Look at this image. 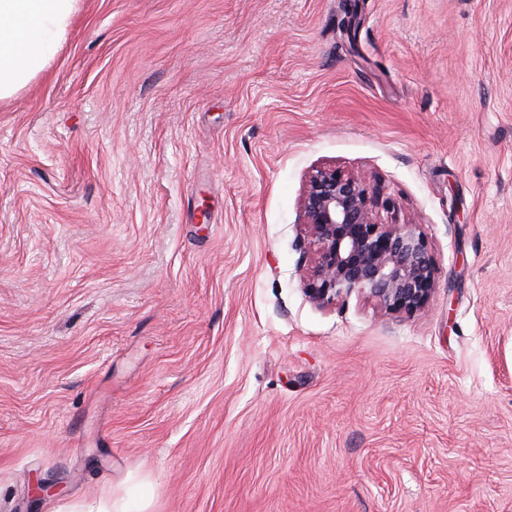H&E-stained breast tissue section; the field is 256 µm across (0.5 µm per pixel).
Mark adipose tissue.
Returning a JSON list of instances; mask_svg holds the SVG:
<instances>
[{
	"label": "adipose tissue",
	"mask_w": 512,
	"mask_h": 512,
	"mask_svg": "<svg viewBox=\"0 0 512 512\" xmlns=\"http://www.w3.org/2000/svg\"><path fill=\"white\" fill-rule=\"evenodd\" d=\"M77 0H0V99L41 71L59 44Z\"/></svg>",
	"instance_id": "1"
}]
</instances>
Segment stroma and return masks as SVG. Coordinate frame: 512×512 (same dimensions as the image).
I'll return each instance as SVG.
<instances>
[{
  "instance_id": "35a3bbf8",
  "label": "stroma",
  "mask_w": 512,
  "mask_h": 512,
  "mask_svg": "<svg viewBox=\"0 0 512 512\" xmlns=\"http://www.w3.org/2000/svg\"><path fill=\"white\" fill-rule=\"evenodd\" d=\"M325 163L422 224L424 311L308 298ZM135 484L512 512V0H79L0 102V512Z\"/></svg>"
}]
</instances>
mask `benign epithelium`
Returning <instances> with one entry per match:
<instances>
[{"label": "benign epithelium", "mask_w": 512, "mask_h": 512, "mask_svg": "<svg viewBox=\"0 0 512 512\" xmlns=\"http://www.w3.org/2000/svg\"><path fill=\"white\" fill-rule=\"evenodd\" d=\"M310 255L306 294L321 306L364 295L386 313L415 314L430 302L438 270L422 225L387 219L384 187L327 165L312 169L300 200Z\"/></svg>", "instance_id": "1"}]
</instances>
